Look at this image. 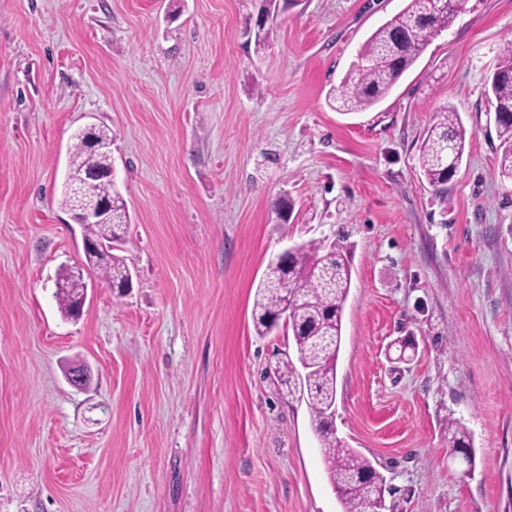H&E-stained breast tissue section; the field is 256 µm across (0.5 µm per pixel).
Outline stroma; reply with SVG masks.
Listing matches in <instances>:
<instances>
[{"instance_id":"stroma-1","label":"stroma","mask_w":512,"mask_h":512,"mask_svg":"<svg viewBox=\"0 0 512 512\" xmlns=\"http://www.w3.org/2000/svg\"><path fill=\"white\" fill-rule=\"evenodd\" d=\"M262 3L0 0V512H342L274 374L292 333L252 320L270 261L310 239L352 268L336 434L384 477L385 512H512V182L488 93L512 0H463L350 114L327 93L407 0H292L258 51ZM446 103L468 139L438 193L418 145ZM90 123L117 134L133 278L119 298L90 279L72 321L56 282L86 258L61 192Z\"/></svg>"}]
</instances>
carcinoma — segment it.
Here are the masks:
<instances>
[{
	"label": "carcinoma",
	"mask_w": 512,
	"mask_h": 512,
	"mask_svg": "<svg viewBox=\"0 0 512 512\" xmlns=\"http://www.w3.org/2000/svg\"><path fill=\"white\" fill-rule=\"evenodd\" d=\"M277 0H266L263 18L255 28H246L256 50L264 48ZM459 8H442L433 0H409L407 6L384 23L360 46L357 57L367 61L349 69L340 89H331L328 100L342 112L366 110L382 101L400 78L416 63L431 40L448 29ZM494 100L495 127L500 140L498 175L512 181V41L502 48L490 80ZM467 130L456 107L440 106L419 145V165L427 183L440 187L452 178L456 159L463 156ZM112 166L111 154H90L77 138L67 173L78 178L86 171ZM97 195L112 203L110 224L87 226L85 236L100 244L120 242L129 223L128 209L119 185L107 180L96 186ZM104 282L121 291L130 268L125 258L112 255L101 264L87 263ZM86 287L77 275L60 277L55 298L62 316L68 318ZM351 287V268L341 251L322 240L302 241L293 247L288 266L269 265L257 288L253 306L255 333L267 336L279 325L275 316L288 317L297 360L286 358L278 366L279 379L288 393L303 399L320 447L329 483L343 512H365L372 499H384L385 479L365 456L336 436V362L342 340V314ZM448 447L469 448L466 428L448 423Z\"/></svg>",
	"instance_id": "obj_1"
}]
</instances>
